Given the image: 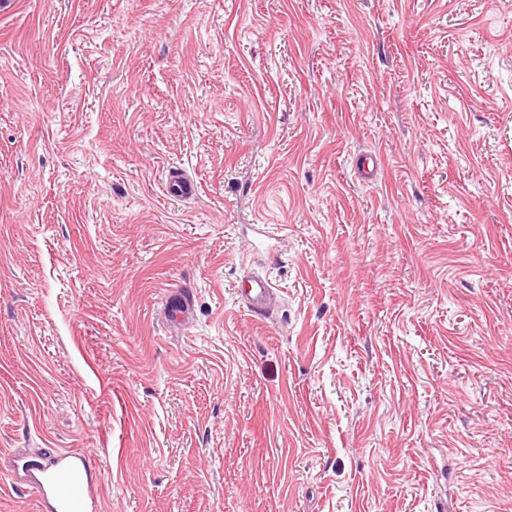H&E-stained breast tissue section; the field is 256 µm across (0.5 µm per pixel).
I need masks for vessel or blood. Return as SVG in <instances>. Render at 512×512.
Here are the masks:
<instances>
[{"label":"vessel or blood","instance_id":"obj_1","mask_svg":"<svg viewBox=\"0 0 512 512\" xmlns=\"http://www.w3.org/2000/svg\"><path fill=\"white\" fill-rule=\"evenodd\" d=\"M169 195L194 196L196 183L182 173L172 172L166 182ZM276 295L267 277L251 274L244 278L240 299L256 317L268 312ZM22 470L34 482L46 512H93L101 496L100 472L91 459L77 450H62L47 459H29Z\"/></svg>","mask_w":512,"mask_h":512}]
</instances>
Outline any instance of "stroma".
Segmentation results:
<instances>
[{
  "label": "stroma",
  "mask_w": 512,
  "mask_h": 512,
  "mask_svg": "<svg viewBox=\"0 0 512 512\" xmlns=\"http://www.w3.org/2000/svg\"><path fill=\"white\" fill-rule=\"evenodd\" d=\"M13 2L0 512H512V0ZM166 191L174 197L190 198L197 193L198 187L193 180L185 177L182 173L174 171L170 173L166 182ZM240 299L242 304L256 317L262 318L268 312L270 304L276 295L270 280L261 275L251 274L242 281ZM22 471L51 512H92L101 496L100 472L81 451L61 450L47 459L25 460Z\"/></svg>",
  "instance_id": "1"
}]
</instances>
